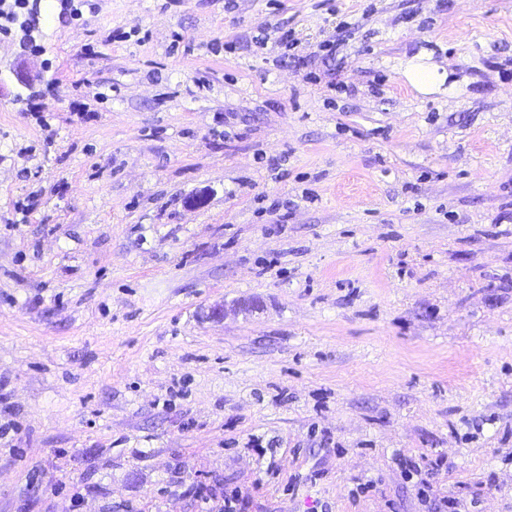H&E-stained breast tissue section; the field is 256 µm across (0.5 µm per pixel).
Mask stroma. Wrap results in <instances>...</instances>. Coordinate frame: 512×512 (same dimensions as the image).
<instances>
[{
    "mask_svg": "<svg viewBox=\"0 0 512 512\" xmlns=\"http://www.w3.org/2000/svg\"><path fill=\"white\" fill-rule=\"evenodd\" d=\"M91 2L0 40V512H512V0ZM406 75L409 81L420 90H427L438 80L443 81L444 79L435 69L418 65H409Z\"/></svg>",
    "mask_w": 512,
    "mask_h": 512,
    "instance_id": "obj_1",
    "label": "stroma"
}]
</instances>
